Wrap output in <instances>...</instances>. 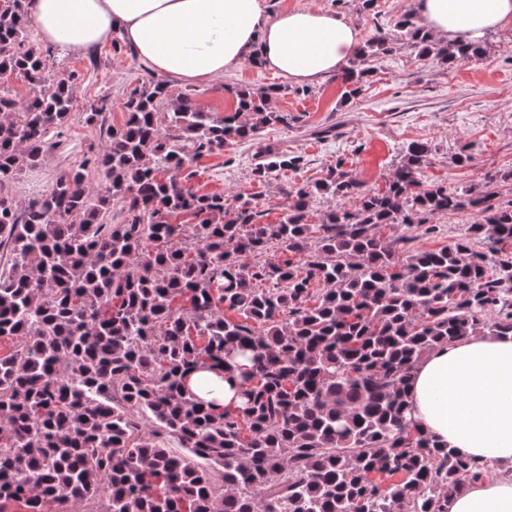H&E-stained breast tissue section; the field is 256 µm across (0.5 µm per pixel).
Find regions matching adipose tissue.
<instances>
[{
    "instance_id": "obj_1",
    "label": "adipose tissue",
    "mask_w": 512,
    "mask_h": 512,
    "mask_svg": "<svg viewBox=\"0 0 512 512\" xmlns=\"http://www.w3.org/2000/svg\"><path fill=\"white\" fill-rule=\"evenodd\" d=\"M434 36L477 40L512 25V0H417ZM42 43L85 52L120 31L151 72L198 83L252 56L295 83L340 71L360 47L355 26L331 12L262 0H35L29 16ZM186 390L215 408L241 404L236 381L191 373ZM418 427L460 455L512 466V334L468 336L417 364L409 386ZM448 512H512V476L484 480L448 498Z\"/></svg>"
}]
</instances>
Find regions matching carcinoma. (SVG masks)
<instances>
[{
  "mask_svg": "<svg viewBox=\"0 0 512 512\" xmlns=\"http://www.w3.org/2000/svg\"><path fill=\"white\" fill-rule=\"evenodd\" d=\"M33 0L0 6V75L32 88L52 51L28 43ZM418 56L456 65L482 54L434 39L407 15L375 34L340 75L357 98L367 63L394 35ZM156 82L125 102L102 151L22 208L5 193L42 164L74 79L20 101L0 91V503L45 512L50 501L107 500L103 512H448V496L490 464L440 446L407 417L419 361L465 336L512 333V200L497 175L466 194L427 181L429 148L412 143L382 190H365L342 159L325 179L285 191L278 222L253 197L234 207L176 174L265 125H292L273 91H237L234 116L185 98L156 119ZM302 156L259 162L264 182ZM102 175L90 194V170ZM316 195L355 197L309 221ZM120 203L124 222L107 214ZM469 210L468 235L439 249L387 229ZM191 217L192 223L176 222ZM284 250L299 256L269 261ZM237 369L243 405L217 411L183 392L193 369ZM153 426L145 436L142 421ZM175 442L185 449L177 453Z\"/></svg>",
  "mask_w": 512,
  "mask_h": 512,
  "instance_id": "carcinoma-1",
  "label": "carcinoma"
}]
</instances>
